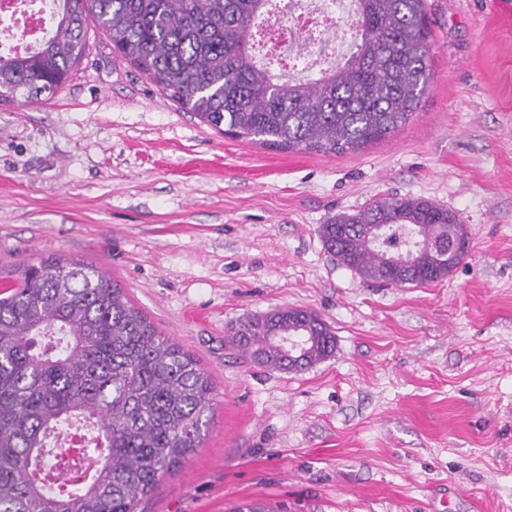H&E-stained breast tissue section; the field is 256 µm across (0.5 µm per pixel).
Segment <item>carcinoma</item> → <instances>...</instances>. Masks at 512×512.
Segmentation results:
<instances>
[{
  "mask_svg": "<svg viewBox=\"0 0 512 512\" xmlns=\"http://www.w3.org/2000/svg\"><path fill=\"white\" fill-rule=\"evenodd\" d=\"M36 52L0 55V97L33 102L86 54L95 23L120 56L224 135L278 151L357 152L421 106L430 76L426 0H353L355 51L313 81L274 74L254 33L272 0H58ZM382 226L379 236L370 234ZM337 263L380 286L437 282L465 257L460 214L434 202L380 198L320 226ZM0 298V512H136L199 447L214 387L198 360L93 265L41 260ZM255 362L301 372L333 356L316 313L281 307L230 337ZM96 432L92 471L56 484L48 440L64 426Z\"/></svg>",
  "mask_w": 512,
  "mask_h": 512,
  "instance_id": "1",
  "label": "carcinoma"
}]
</instances>
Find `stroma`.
Returning a JSON list of instances; mask_svg holds the SVG:
<instances>
[{"mask_svg":"<svg viewBox=\"0 0 512 512\" xmlns=\"http://www.w3.org/2000/svg\"><path fill=\"white\" fill-rule=\"evenodd\" d=\"M421 106L359 152L225 137L114 53L98 28L68 81L0 101V279L95 265L211 376L199 448L138 512H512V0H427ZM462 216L447 278L381 287L319 228L380 197ZM315 311L333 357L254 364L247 316Z\"/></svg>","mask_w":512,"mask_h":512,"instance_id":"obj_1","label":"stroma"}]
</instances>
